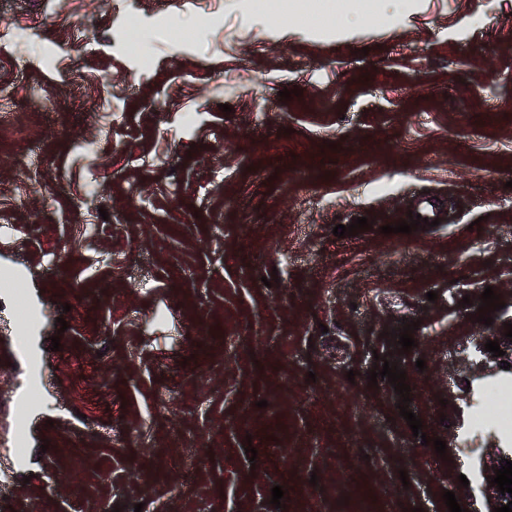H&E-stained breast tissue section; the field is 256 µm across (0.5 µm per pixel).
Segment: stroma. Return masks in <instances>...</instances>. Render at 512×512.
Returning a JSON list of instances; mask_svg holds the SVG:
<instances>
[{
	"instance_id": "35a3bbf8",
	"label": "stroma",
	"mask_w": 512,
	"mask_h": 512,
	"mask_svg": "<svg viewBox=\"0 0 512 512\" xmlns=\"http://www.w3.org/2000/svg\"><path fill=\"white\" fill-rule=\"evenodd\" d=\"M274 3L0 0V265L31 272L43 358L23 474L0 297V512H486L512 456L472 426L512 387V344L485 351L512 320V0L342 32L336 0ZM426 198L439 225L382 233ZM379 357L424 437L370 386ZM502 458H505V461H502ZM506 461H512V457L505 456L498 458L495 465L489 470L485 479L483 490L486 497H488L492 501L493 508L501 507L502 505H507L508 501H512V496H510L509 493L505 492V495H502L500 492H498L497 484L491 486V484H489V481H491V479H488V476H491V478L496 477V469L502 468V465H505ZM493 508L491 512H493Z\"/></svg>"
}]
</instances>
